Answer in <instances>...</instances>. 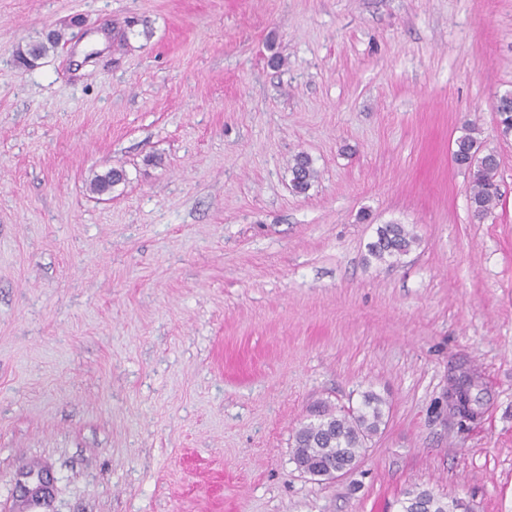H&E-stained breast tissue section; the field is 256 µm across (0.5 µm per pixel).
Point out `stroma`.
Listing matches in <instances>:
<instances>
[{"instance_id": "35a3bbf8", "label": "stroma", "mask_w": 512, "mask_h": 512, "mask_svg": "<svg viewBox=\"0 0 512 512\" xmlns=\"http://www.w3.org/2000/svg\"><path fill=\"white\" fill-rule=\"evenodd\" d=\"M507 90L512 0H0V512H512ZM467 121L501 160L480 221ZM367 391L358 466L302 475L311 406ZM63 39L64 33L61 29L54 31L51 37L27 43L24 48L19 47L16 49L14 53L15 59L19 65L26 68L28 62L35 61L38 58L41 59L47 56L50 51L57 49ZM497 127L503 138L512 135V91L500 94L495 102ZM291 185L295 193L306 194L317 177L311 158L304 152L298 153L290 165ZM377 239L368 246L369 253L379 260L397 262L415 243V236L403 224H383L377 228ZM408 494V498L402 503V512H417L421 506L427 512H454V509L459 506L457 502L454 504L452 501V507L450 508L448 503L443 502L426 489L415 490Z\"/></svg>"}]
</instances>
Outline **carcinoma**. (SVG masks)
Instances as JSON below:
<instances>
[{
    "label": "carcinoma",
    "instance_id": "carcinoma-1",
    "mask_svg": "<svg viewBox=\"0 0 512 512\" xmlns=\"http://www.w3.org/2000/svg\"><path fill=\"white\" fill-rule=\"evenodd\" d=\"M64 39L59 30L52 36L36 40L16 49L14 56L21 66L45 57L58 48ZM497 127L502 137L512 135V91L499 95L495 102ZM472 124L464 126V133L454 141L453 161L464 169L470 180L469 203L472 214L483 219L497 206L500 199L498 185L499 160L490 151L479 152L481 143L473 136ZM291 185L295 193L305 194L316 178L311 158L301 152L294 156L290 165ZM126 174L113 168L97 175L91 182V190L103 194L124 182ZM415 236L403 224H383L377 228V239L368 246L369 253L379 260H399L415 243ZM385 400L373 392L363 394L357 408H336L325 402L314 410L313 420L303 423L292 436L294 463L312 466H353L361 456L368 441L378 434L383 423ZM454 512V508L436 497L431 491L422 489L409 493L402 503V512Z\"/></svg>",
    "mask_w": 512,
    "mask_h": 512
}]
</instances>
